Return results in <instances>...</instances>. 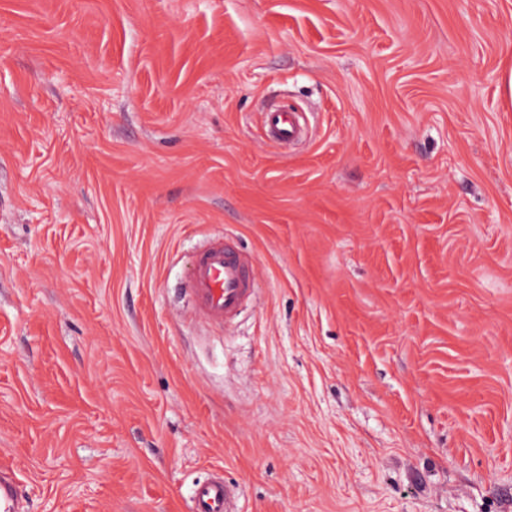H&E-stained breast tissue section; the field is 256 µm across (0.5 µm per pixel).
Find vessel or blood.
Listing matches in <instances>:
<instances>
[{
    "label": "vessel or blood",
    "instance_id": "1",
    "mask_svg": "<svg viewBox=\"0 0 512 512\" xmlns=\"http://www.w3.org/2000/svg\"><path fill=\"white\" fill-rule=\"evenodd\" d=\"M265 133L270 140L288 143L300 134L295 112H268ZM256 288L254 267L234 245L221 239L205 244L192 258L185 293L199 320L221 326L233 321ZM10 462L0 461V512H20L22 505ZM232 490L221 473L195 483L189 512H231Z\"/></svg>",
    "mask_w": 512,
    "mask_h": 512
}]
</instances>
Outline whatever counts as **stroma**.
Listing matches in <instances>:
<instances>
[{"mask_svg":"<svg viewBox=\"0 0 512 512\" xmlns=\"http://www.w3.org/2000/svg\"><path fill=\"white\" fill-rule=\"evenodd\" d=\"M512 0H0V459L27 512H512ZM302 113L268 140L273 108ZM232 239L221 330L180 284ZM264 128L273 142H291L300 134L299 115L296 112H267ZM255 288L252 263L224 239L209 241L193 256L184 287L197 318L216 326L233 321ZM232 490L221 473H212L194 484L189 512H232Z\"/></svg>","mask_w":512,"mask_h":512,"instance_id":"obj_1","label":"stroma"}]
</instances>
